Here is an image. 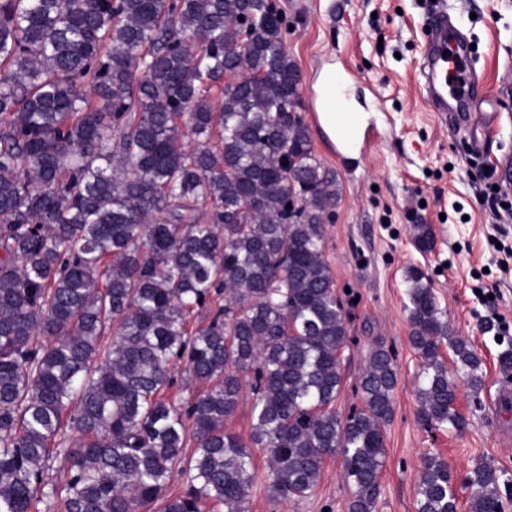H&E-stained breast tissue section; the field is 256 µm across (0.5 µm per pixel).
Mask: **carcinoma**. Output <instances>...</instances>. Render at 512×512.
I'll return each instance as SVG.
<instances>
[{"label":"carcinoma","mask_w":512,"mask_h":512,"mask_svg":"<svg viewBox=\"0 0 512 512\" xmlns=\"http://www.w3.org/2000/svg\"><path fill=\"white\" fill-rule=\"evenodd\" d=\"M286 35L276 0H0V512H246L253 448L285 500L342 456L346 512H375L398 368L373 349L363 407L336 412L350 337L324 252L339 191ZM408 281L418 419L460 432L456 378L481 389L482 359L424 273ZM179 362L200 391L176 403ZM246 385L247 441L225 427ZM509 482L477 465L472 512ZM416 512H458L436 455Z\"/></svg>","instance_id":"1"}]
</instances>
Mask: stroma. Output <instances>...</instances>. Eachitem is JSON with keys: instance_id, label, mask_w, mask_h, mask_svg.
Returning a JSON list of instances; mask_svg holds the SVG:
<instances>
[{"instance_id": "stroma-1", "label": "stroma", "mask_w": 512, "mask_h": 512, "mask_svg": "<svg viewBox=\"0 0 512 512\" xmlns=\"http://www.w3.org/2000/svg\"><path fill=\"white\" fill-rule=\"evenodd\" d=\"M288 18L289 55L304 76L301 96L317 159L332 170L340 197L325 225V258L346 311L351 341L343 354L336 410L362 406L360 376L376 346L392 352L398 385L384 427L385 463L376 512H416L423 458L448 464L459 512H470L466 478L481 461L512 474V388L498 354L512 346V217L495 216L485 202L488 170L512 157V96L497 95L512 77V0H276ZM446 11L472 43L470 66L485 112L501 115L482 154L455 114L433 111L421 64L431 34L429 18ZM345 70L346 104L378 136L359 166L343 165L316 122L312 101L324 76ZM430 225L434 244L419 250L414 227ZM429 279L451 331L483 360L484 385L459 383L456 407L466 426L454 435L417 417L421 360L410 340L405 309L407 273ZM255 482L248 512H345L351 488L341 457L323 464L313 496L273 500L268 456L252 451Z\"/></svg>"}]
</instances>
